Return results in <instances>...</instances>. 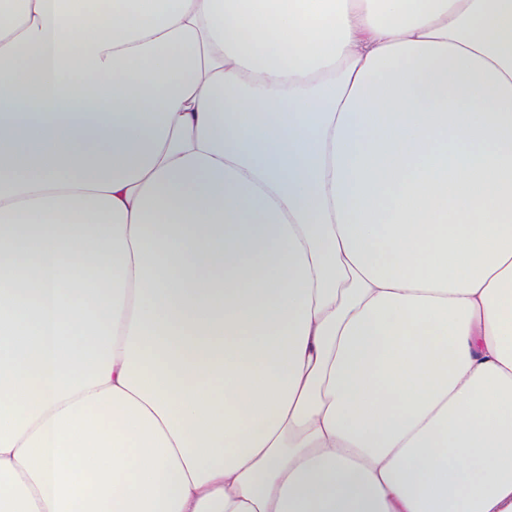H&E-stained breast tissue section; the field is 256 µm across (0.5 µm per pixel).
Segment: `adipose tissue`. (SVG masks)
<instances>
[{
	"label": "adipose tissue",
	"instance_id": "ef3b65f1",
	"mask_svg": "<svg viewBox=\"0 0 512 512\" xmlns=\"http://www.w3.org/2000/svg\"><path fill=\"white\" fill-rule=\"evenodd\" d=\"M89 9L0 0V512H512V0Z\"/></svg>",
	"mask_w": 512,
	"mask_h": 512
}]
</instances>
